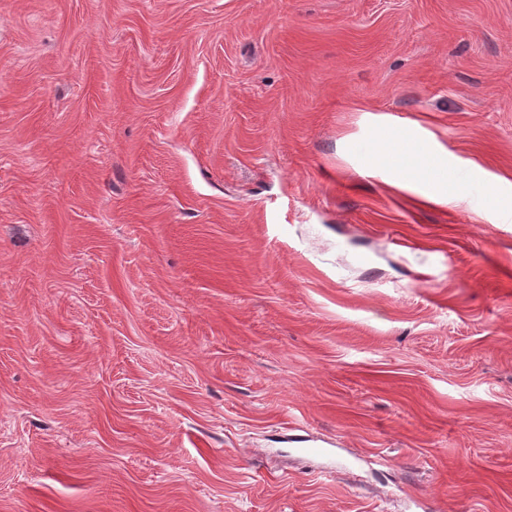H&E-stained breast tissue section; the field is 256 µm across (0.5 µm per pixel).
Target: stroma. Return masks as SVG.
Listing matches in <instances>:
<instances>
[{"mask_svg": "<svg viewBox=\"0 0 512 512\" xmlns=\"http://www.w3.org/2000/svg\"><path fill=\"white\" fill-rule=\"evenodd\" d=\"M507 213L512 0H0V512H512ZM411 138L407 130L398 129L392 132L388 128H384L374 137L375 155L381 164L388 162L393 157V147L401 140L407 141ZM407 146L405 143L401 144L394 152V159L396 164L407 174H403L401 181L397 182L395 186L403 189L412 185L418 179L408 175L410 172L405 169L406 158L407 167L414 171L420 172L426 170L429 172L427 180H429L435 188V198L441 202L448 204V197L452 196L459 190V186L454 183H448V169L444 159L435 153L432 148L426 143L424 149L418 147H409L407 154Z\"/></svg>", "mask_w": 512, "mask_h": 512, "instance_id": "35a3bbf8", "label": "stroma"}]
</instances>
